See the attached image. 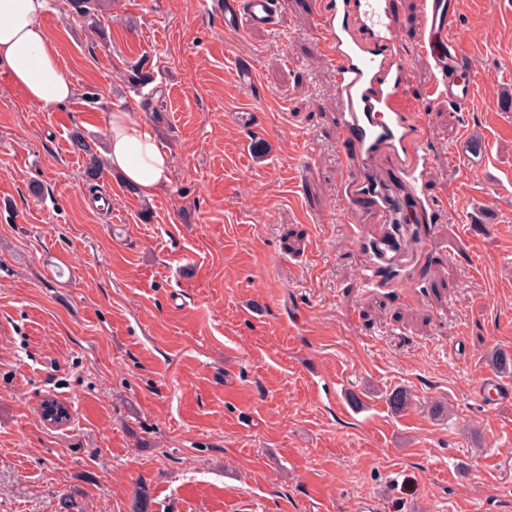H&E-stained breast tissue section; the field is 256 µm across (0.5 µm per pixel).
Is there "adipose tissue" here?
I'll return each instance as SVG.
<instances>
[{"label": "adipose tissue", "instance_id": "1", "mask_svg": "<svg viewBox=\"0 0 512 512\" xmlns=\"http://www.w3.org/2000/svg\"><path fill=\"white\" fill-rule=\"evenodd\" d=\"M51 0H0V69L35 105L62 104L75 95L44 19ZM113 176L149 197L170 181L172 160L150 122L116 110L106 118Z\"/></svg>", "mask_w": 512, "mask_h": 512}]
</instances>
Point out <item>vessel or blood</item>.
<instances>
[{"instance_id": "obj_1", "label": "vessel or blood", "mask_w": 512, "mask_h": 512, "mask_svg": "<svg viewBox=\"0 0 512 512\" xmlns=\"http://www.w3.org/2000/svg\"><path fill=\"white\" fill-rule=\"evenodd\" d=\"M394 4L323 0L319 14L320 45L332 67L340 104L338 135L354 146L344 195L368 199L381 223L390 225V232L372 247L374 257L385 263L393 260L397 234L392 227L402 221L394 183L408 189L413 211L427 221H439L447 209L446 201L427 189L440 150L426 141L420 113L403 106L410 54L395 35ZM222 7L225 30H277L275 0H222ZM421 12L418 50L435 69L436 92L459 107H470L476 87L467 75V58L452 37L458 20L454 0H421ZM382 155L396 160L391 177L368 180L367 167ZM477 393L496 405L512 398V386L489 374L479 381Z\"/></svg>"}]
</instances>
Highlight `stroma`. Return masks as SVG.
<instances>
[{"instance_id":"1","label":"stroma","mask_w":512,"mask_h":512,"mask_svg":"<svg viewBox=\"0 0 512 512\" xmlns=\"http://www.w3.org/2000/svg\"><path fill=\"white\" fill-rule=\"evenodd\" d=\"M456 2L466 110L433 91L419 0L396 3L451 219L408 224L403 275L364 288L385 227L340 197L352 146L319 0H278L277 32L231 36L213 0H105L103 36L54 0L44 23L75 97L36 106L0 73V512H132L141 489L151 512H357L369 496L380 512H512V403L475 390L512 356V0ZM140 60L172 159L149 198L85 180L70 142L105 155L107 113L141 109ZM469 132L479 170L455 160ZM47 397L67 425L44 422ZM241 86L250 94L254 102L253 107L248 108L249 112H265L263 106L255 98L254 94L258 90V81L253 62L240 63L236 69Z\"/></svg>"}]
</instances>
